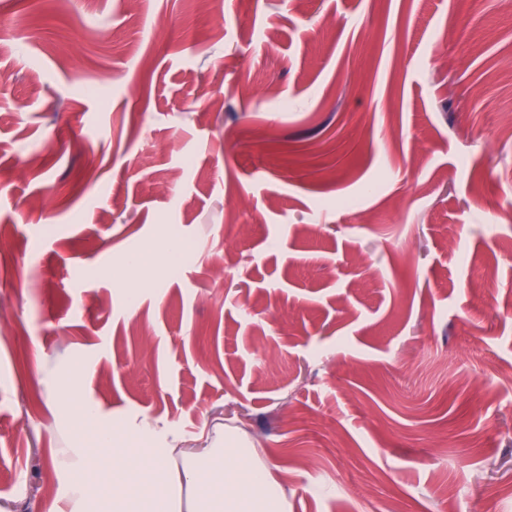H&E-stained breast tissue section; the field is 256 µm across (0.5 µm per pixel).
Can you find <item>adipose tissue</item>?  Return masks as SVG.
<instances>
[{
  "mask_svg": "<svg viewBox=\"0 0 512 512\" xmlns=\"http://www.w3.org/2000/svg\"><path fill=\"white\" fill-rule=\"evenodd\" d=\"M65 418L92 426L94 439L73 451L74 479L46 512H288L283 487L237 432L190 439L144 415L106 419L86 402Z\"/></svg>",
  "mask_w": 512,
  "mask_h": 512,
  "instance_id": "adipose-tissue-1",
  "label": "adipose tissue"
}]
</instances>
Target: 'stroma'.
<instances>
[{
  "label": "stroma",
  "instance_id": "obj_1",
  "mask_svg": "<svg viewBox=\"0 0 512 512\" xmlns=\"http://www.w3.org/2000/svg\"><path fill=\"white\" fill-rule=\"evenodd\" d=\"M2 299L0 512L72 395L239 430L288 512H512V9L0 0Z\"/></svg>",
  "mask_w": 512,
  "mask_h": 512
}]
</instances>
